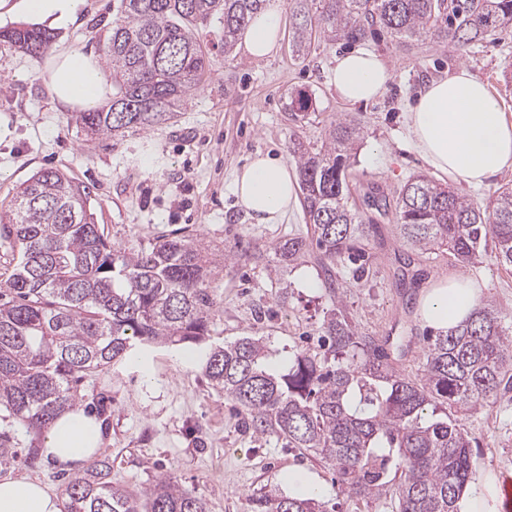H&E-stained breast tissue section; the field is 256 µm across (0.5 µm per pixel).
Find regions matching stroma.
Listing matches in <instances>:
<instances>
[{
    "instance_id": "obj_1",
    "label": "stroma",
    "mask_w": 512,
    "mask_h": 512,
    "mask_svg": "<svg viewBox=\"0 0 512 512\" xmlns=\"http://www.w3.org/2000/svg\"><path fill=\"white\" fill-rule=\"evenodd\" d=\"M111 17L112 0H87L78 25L56 31L55 39L98 52ZM222 37L218 27L207 33L211 76L175 119L107 140L87 136L74 113L57 110L41 75L43 59L1 51L0 124L9 133L0 138V204L32 174L57 169L91 188L97 223L122 249L134 251L176 232L193 235L218 263L209 282L213 340L263 336L284 363L294 352L318 348L331 307L322 289L324 273L311 255L285 268L253 260L254 251L293 234L308 235L310 227L300 206L278 223H256L236 200L234 173L258 152L290 161L293 139L317 148L331 121L353 119L363 135L349 170V203L379 226L365 246L361 280H354L349 262L337 267L346 283L343 304L359 334L386 345L400 373L420 376L422 338L430 328L413 299L428 282L460 272L482 284L484 299L512 317V267L487 254L465 269L444 254L413 255L417 285L399 288L404 255L394 219L364 204L371 187L393 197L410 176L428 173L406 138L403 114L430 79L467 66L512 120V27L462 49L429 39L408 47L388 39L365 42V49L386 61L391 78L381 96L355 105L342 102L329 82L346 45L319 40L299 59L284 41L274 55L255 61L240 51L225 58ZM299 91L311 96L312 106L294 121L286 103ZM230 252L234 260L225 261ZM401 341L408 345L403 353L395 350ZM79 396L83 407L107 401L109 424L101 431L99 452L112 460L113 485L126 491L137 493L167 478L202 496L208 512H247L251 495L274 487L288 491V473L297 470L318 484L336 512H395V492L367 501L337 493L331 467L277 436L246 431L242 414L208 384L197 361L180 360L178 347H154L143 368L116 364L87 379ZM462 422L472 440L469 490L484 494L491 512H505L498 482L512 475V391ZM0 430L14 436L19 453L0 468V477L25 476L62 490L80 475L77 467L27 462L28 448L42 444L41 431L18 420L0 421ZM487 475L494 480L488 489L482 484Z\"/></svg>"
}]
</instances>
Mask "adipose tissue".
<instances>
[{
    "label": "adipose tissue",
    "instance_id": "adipose-tissue-1",
    "mask_svg": "<svg viewBox=\"0 0 512 512\" xmlns=\"http://www.w3.org/2000/svg\"><path fill=\"white\" fill-rule=\"evenodd\" d=\"M86 0H0V25L22 21L63 29L81 16ZM281 0H268L242 33L247 55H271L282 26ZM47 86L60 111L77 112L106 103L112 86L92 53L56 46L47 64ZM391 74L376 53L357 49L339 56L331 83L341 100L366 103L384 90ZM408 139L430 168L449 181L479 187L512 167V121L501 111L487 83L459 67L431 80L405 115ZM239 203L261 224H272L298 201L297 179L287 163L256 153L233 178ZM482 291L463 275L432 282L419 299L422 321L443 331L455 329L480 307ZM41 454L74 468L94 455L100 426L83 410L63 411L46 429ZM0 512H61L59 490L25 477L0 479Z\"/></svg>",
    "mask_w": 512,
    "mask_h": 512
}]
</instances>
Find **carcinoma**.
I'll list each match as a JSON object with an SVG mask.
<instances>
[{
	"label": "carcinoma",
	"instance_id": "carcinoma-1",
	"mask_svg": "<svg viewBox=\"0 0 512 512\" xmlns=\"http://www.w3.org/2000/svg\"><path fill=\"white\" fill-rule=\"evenodd\" d=\"M267 0H112L102 59L112 81L108 107L79 112L87 134L112 139L174 118L211 73L202 30L224 28V56ZM289 47L296 57L317 38L345 44L378 33L398 44L431 38L466 47L512 25V0H288ZM53 36L28 27L0 30V50L47 54ZM310 109L301 92L288 110ZM360 128L330 123L320 148L293 143L306 223L295 236L254 258L287 266L315 248L333 309L321 331L323 353L297 352L288 368L271 363L268 342L245 336L211 341L216 265L186 236L146 248L116 247L97 224L89 187L60 170H41L3 206L18 261L0 283V409L45 429L79 402L78 387L111 365L156 345L194 347L212 387L240 406L245 428L276 434L335 467L340 493L377 497L398 481L395 512H462L470 479V440L456 417L512 389V325L490 304L463 325L429 339L421 376L399 373L382 345L362 336L343 306V283L331 265L365 258L377 232L348 205L349 159ZM369 206L392 211L404 245L475 263L489 249L512 267V186L482 208L425 174L410 178L390 201L371 188ZM65 512H207L204 499L160 479L140 494L112 486L102 456L65 489ZM249 512H329L317 495L277 489L249 499Z\"/></svg>",
	"mask_w": 512,
	"mask_h": 512
}]
</instances>
